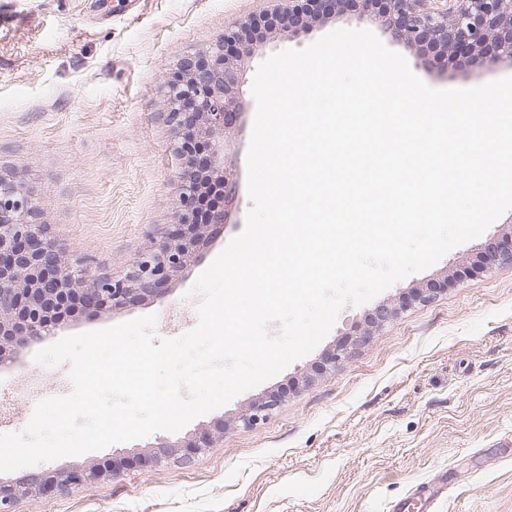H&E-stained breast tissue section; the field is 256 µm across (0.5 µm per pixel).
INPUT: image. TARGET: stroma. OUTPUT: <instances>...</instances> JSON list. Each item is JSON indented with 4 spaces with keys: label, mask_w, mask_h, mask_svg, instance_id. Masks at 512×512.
<instances>
[{
    "label": "stroma",
    "mask_w": 512,
    "mask_h": 512,
    "mask_svg": "<svg viewBox=\"0 0 512 512\" xmlns=\"http://www.w3.org/2000/svg\"><path fill=\"white\" fill-rule=\"evenodd\" d=\"M280 0H0V175L18 176L39 222L91 277L120 278L180 220L174 189L185 165L167 118L168 84L225 30L280 14ZM345 10L307 32L282 23L253 42L242 68V124L226 137L236 195L226 223L209 227L162 299L95 315L79 313L0 364V398L13 406L0 433L28 423L38 401L25 381L42 373L52 390L68 364L40 368L34 353L62 337L153 314L158 337L197 323L189 289L250 207L247 152L258 65L341 27L366 28ZM436 89L470 88L512 76V66L417 56L389 41ZM512 233V209L478 238L408 275L361 306H345L310 354L278 375L155 440L177 444L210 433L211 448L156 466L141 464L146 439L7 473L76 470L121 455L116 478L18 500L15 512H392L419 485L443 488L433 512H512V265H489L487 244ZM429 288L424 302L414 289ZM392 303L393 321L336 365L327 353ZM279 393V408L255 428L235 422L252 401Z\"/></svg>",
    "instance_id": "1"
}]
</instances>
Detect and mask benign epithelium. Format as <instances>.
<instances>
[{
  "instance_id": "benign-epithelium-1",
  "label": "benign epithelium",
  "mask_w": 512,
  "mask_h": 512,
  "mask_svg": "<svg viewBox=\"0 0 512 512\" xmlns=\"http://www.w3.org/2000/svg\"><path fill=\"white\" fill-rule=\"evenodd\" d=\"M351 1L362 4L373 24L410 49L419 52L426 45L458 61L486 54L492 67L501 62L512 64V0H444V6L437 8L430 6L433 0H285L283 13L289 30L305 31L343 12L341 3ZM255 30L256 23L249 22L225 31L209 58L185 60L180 75L169 85V117L178 134L176 152L185 155L189 135L208 139V148L196 157L195 167L206 177L223 182L226 198L232 194L234 182L224 153V134L241 123L240 67ZM179 194L181 223L174 225L170 237L141 253L124 277H103L89 283L83 269L70 262L62 244L35 222L19 180L0 177V362L5 352L16 354L30 341L51 333L54 322L42 309L47 299L75 297L100 312L134 299L160 298L164 285L187 266L206 229L226 223L221 210H212L199 220L190 178L184 172ZM487 258L512 263V236L493 242ZM397 314V308L381 305L359 341H366ZM280 403L276 394L261 397L240 413L236 422L252 428ZM176 451V444L159 443L142 463L158 464ZM116 475L111 464L98 462L79 471L31 474L17 482L0 480V512H13L24 494H66L76 485Z\"/></svg>"
}]
</instances>
